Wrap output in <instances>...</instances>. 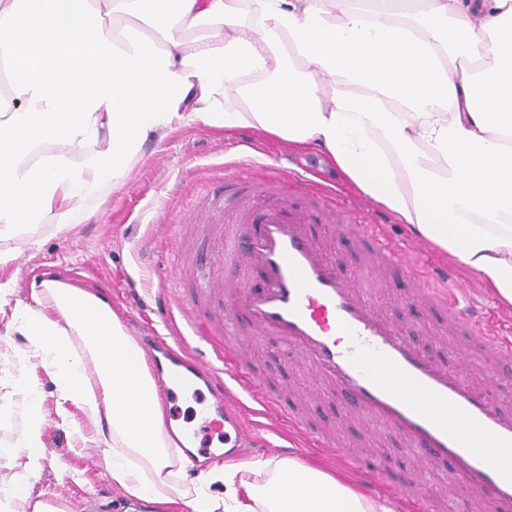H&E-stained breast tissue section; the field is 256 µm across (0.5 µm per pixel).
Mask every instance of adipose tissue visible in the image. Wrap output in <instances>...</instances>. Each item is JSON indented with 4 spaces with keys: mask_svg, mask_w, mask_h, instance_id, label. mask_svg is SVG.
<instances>
[{
    "mask_svg": "<svg viewBox=\"0 0 512 512\" xmlns=\"http://www.w3.org/2000/svg\"><path fill=\"white\" fill-rule=\"evenodd\" d=\"M486 38L492 52L475 60ZM195 122L317 148L512 308V0H0L1 240L48 218L79 223L146 142ZM12 317L61 401L95 427L129 499L189 512H393L293 458L188 478L143 352L103 299L44 279ZM123 381L138 392L133 417L115 403ZM215 483L223 496L210 494Z\"/></svg>",
    "mask_w": 512,
    "mask_h": 512,
    "instance_id": "1",
    "label": "adipose tissue"
}]
</instances>
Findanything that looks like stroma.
I'll use <instances>...</instances> for the list:
<instances>
[{"label":"stroma","mask_w":512,"mask_h":512,"mask_svg":"<svg viewBox=\"0 0 512 512\" xmlns=\"http://www.w3.org/2000/svg\"><path fill=\"white\" fill-rule=\"evenodd\" d=\"M242 167L260 175L301 168L317 182L340 188L348 205L360 208L369 203L317 153L291 150L286 142L250 129L227 135L196 122L162 141L146 143L123 184L83 223L63 229L51 223L27 225L16 237L0 240V249L15 255L11 264L0 268V281L13 280V299L25 302L32 281L41 278L87 289L108 302L131 336L141 338L147 326L160 323V291L181 294L183 305L190 308L209 300L213 282L234 277V270L220 260L217 242L195 224L194 216L198 207L213 203L221 224L236 223L235 209L222 200L224 173ZM181 224L188 225L187 234L178 232ZM185 236L194 246L186 286L174 277ZM420 260L429 270L454 269L481 306L486 332L512 339V309L501 306L479 277L431 245ZM373 287L382 316L406 329L423 324L426 334L418 342L430 359L473 381L504 410L512 411V374L480 357L468 338L449 335L436 310L409 300L411 284L401 270L385 274ZM27 348L28 339L14 323L10 305L0 306V490L26 482L30 502L54 505L60 512H159L157 504L129 501L113 486L100 449L75 448L76 431L89 435L93 429L77 405L61 402L50 368L35 359L22 360ZM246 367L264 379L282 409H302L311 426L332 425L345 405L342 394H317V377L275 338L251 342ZM21 382L32 385L40 399L44 451L33 478L25 473L23 453L15 449L29 426L28 409L15 394ZM339 437L363 459L366 472L381 469L389 478L408 481L409 495L405 501H394V512H409L419 501L432 505L435 512H491L488 504L471 499L460 488L453 464L412 472L409 456L389 430L354 418Z\"/></svg>","instance_id":"1"}]
</instances>
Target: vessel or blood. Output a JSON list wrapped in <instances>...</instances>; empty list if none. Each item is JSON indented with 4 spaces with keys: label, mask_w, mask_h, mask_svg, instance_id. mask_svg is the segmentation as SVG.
Instances as JSON below:
<instances>
[{
    "label": "vessel or blood",
    "mask_w": 512,
    "mask_h": 512,
    "mask_svg": "<svg viewBox=\"0 0 512 512\" xmlns=\"http://www.w3.org/2000/svg\"><path fill=\"white\" fill-rule=\"evenodd\" d=\"M225 181L239 193L241 222L257 221L259 229L243 239L234 228H225L224 261L243 270L261 267L266 286L254 292L239 282L224 283L226 307L206 315H178L174 303H166L168 336L151 337L145 345L146 352H161L174 367L190 369L206 381L210 406L204 427L219 433L228 423L237 437L246 436L240 410L250 402L265 417L288 420L309 450L335 448L331 434L303 430L298 416L280 409L261 379L246 370L242 354L250 336H275L304 356L320 377L321 391L346 396L348 414L393 430L416 469L453 461L473 497L488 502L492 512H512V470L465 443L440 415L448 410L497 447L512 448V412L431 361L379 316L366 288L337 271L328 257L330 241L318 239L311 227L328 215L352 225L370 266L403 269L416 284L413 298L447 314L449 334L472 337L496 365L512 367V343L484 335L478 312L462 303L467 290L453 272L426 271L418 261L419 243L395 247L377 225L356 221L343 207L331 203L321 211L295 206L289 182L301 184L305 197L321 195L304 175H293L288 182L270 176L257 184L233 173ZM240 312L250 319L249 334L234 336L217 360L187 357L193 341L209 340L214 328L224 327L229 316Z\"/></svg>",
    "instance_id": "b4317fda"
}]
</instances>
